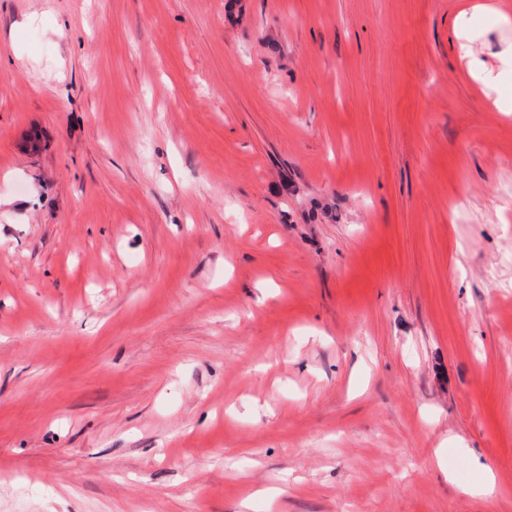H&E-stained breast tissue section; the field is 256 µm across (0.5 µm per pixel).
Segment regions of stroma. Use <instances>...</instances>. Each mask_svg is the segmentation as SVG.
I'll return each instance as SVG.
<instances>
[{"label":"stroma","instance_id":"obj_1","mask_svg":"<svg viewBox=\"0 0 512 512\" xmlns=\"http://www.w3.org/2000/svg\"><path fill=\"white\" fill-rule=\"evenodd\" d=\"M511 44L0 0V512H512Z\"/></svg>","mask_w":512,"mask_h":512}]
</instances>
